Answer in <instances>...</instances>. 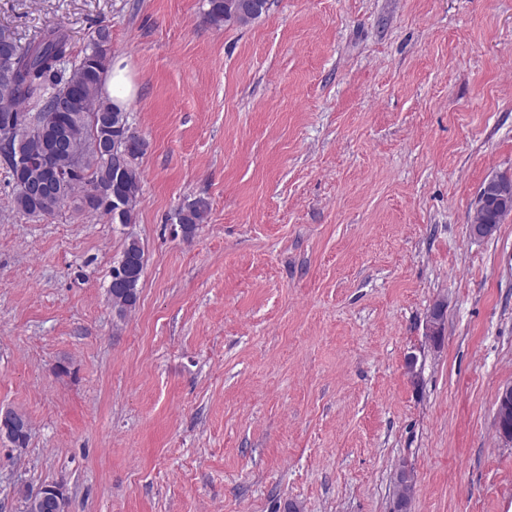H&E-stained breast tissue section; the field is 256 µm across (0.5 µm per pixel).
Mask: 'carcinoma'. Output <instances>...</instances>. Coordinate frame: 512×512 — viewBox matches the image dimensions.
<instances>
[{
	"mask_svg": "<svg viewBox=\"0 0 512 512\" xmlns=\"http://www.w3.org/2000/svg\"><path fill=\"white\" fill-rule=\"evenodd\" d=\"M205 18L220 27L226 23L247 24L268 9V0H206ZM112 30L99 26L84 50L73 55L69 35L57 25L30 43L17 39L0 42V72L12 78L0 81V118L33 125L46 141L45 163L18 168L16 151L0 147L11 174L15 208L28 215L51 214L75 200L94 193L91 211L114 224H133L141 191L140 162L144 141L131 128L127 112L103 96L102 87L112 64ZM125 139L130 159L121 168L106 163L112 140ZM472 223L497 226L509 215L495 197L479 198ZM208 205L197 200L180 207L174 215L184 237L192 236L204 223ZM144 265L138 239L128 238L121 259L112 266L107 293L120 317L136 308L141 276L132 269ZM411 470L401 467L394 492V512H407L415 490Z\"/></svg>",
	"mask_w": 512,
	"mask_h": 512,
	"instance_id": "obj_1",
	"label": "carcinoma"
}]
</instances>
